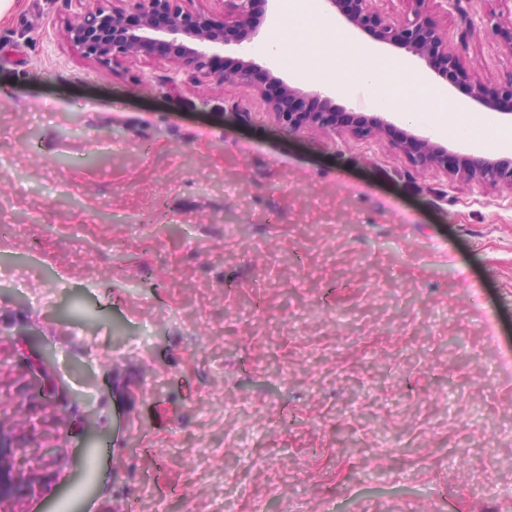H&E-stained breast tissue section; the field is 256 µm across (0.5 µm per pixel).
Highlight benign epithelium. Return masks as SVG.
Returning a JSON list of instances; mask_svg holds the SVG:
<instances>
[{
  "instance_id": "benign-epithelium-1",
  "label": "benign epithelium",
  "mask_w": 512,
  "mask_h": 512,
  "mask_svg": "<svg viewBox=\"0 0 512 512\" xmlns=\"http://www.w3.org/2000/svg\"><path fill=\"white\" fill-rule=\"evenodd\" d=\"M88 5L74 16L67 28L68 39L99 67L107 69L115 61L161 52L176 59L183 67L203 73L218 86L234 81L255 86L256 64L249 61L252 48L244 46V59L232 71L215 70L213 61L224 49L226 18L238 25L255 21L256 10L270 0H224V18L182 6L184 0H86ZM327 10L339 13L351 27L375 34L378 41L404 50L451 84L469 78L459 50L424 10L428 0H416L419 8L399 24L392 22L375 7L377 0H322ZM488 34L512 50V8L486 20ZM472 99L485 107L490 118L512 117V77L503 85L471 86ZM333 89L314 94L316 107L306 109L295 102L298 91L281 84V91L268 98L269 111L283 122L290 133L317 128L336 133L343 129L360 138L385 137L392 125L382 115L369 118L354 112L331 109ZM411 163L421 169L442 171L451 179L481 185H506L512 189V154L489 157L480 152H453L425 135L410 132L392 141ZM16 448L0 430V503L22 495L25 486L16 473Z\"/></svg>"
}]
</instances>
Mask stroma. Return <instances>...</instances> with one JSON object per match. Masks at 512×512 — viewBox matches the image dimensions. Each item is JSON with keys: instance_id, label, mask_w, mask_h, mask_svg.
Listing matches in <instances>:
<instances>
[{"instance_id": "obj_1", "label": "stroma", "mask_w": 512, "mask_h": 512, "mask_svg": "<svg viewBox=\"0 0 512 512\" xmlns=\"http://www.w3.org/2000/svg\"><path fill=\"white\" fill-rule=\"evenodd\" d=\"M427 8L471 74L427 85L484 120L503 4ZM74 12L0 13V512H512V188L415 168L398 114L289 134L268 96L316 87L260 55L99 68ZM227 33L217 69L270 27ZM16 448L0 429V503L22 495L25 486L16 473Z\"/></svg>"}]
</instances>
